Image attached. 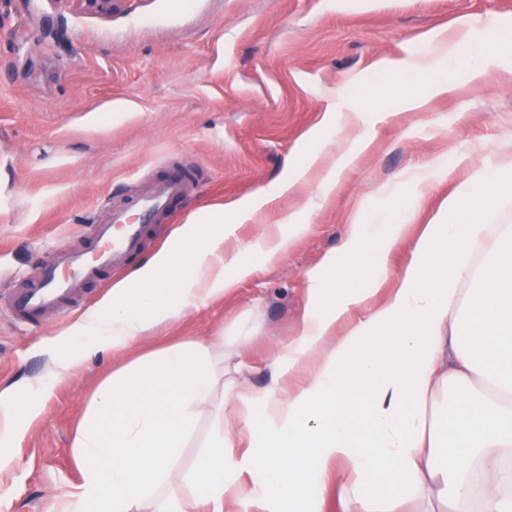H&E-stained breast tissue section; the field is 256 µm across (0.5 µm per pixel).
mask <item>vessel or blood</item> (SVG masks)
I'll return each instance as SVG.
<instances>
[{"label": "vessel or blood", "instance_id": "1", "mask_svg": "<svg viewBox=\"0 0 512 512\" xmlns=\"http://www.w3.org/2000/svg\"><path fill=\"white\" fill-rule=\"evenodd\" d=\"M189 187V176L178 171L146 185L128 207L113 210L106 222L98 224L90 247L48 255L37 275L14 289L12 313L22 323L35 325L48 312H66L71 301L102 272L121 268L140 252L154 216L166 211Z\"/></svg>", "mask_w": 512, "mask_h": 512}]
</instances>
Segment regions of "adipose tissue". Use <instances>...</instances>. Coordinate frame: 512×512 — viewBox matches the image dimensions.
<instances>
[{"instance_id":"obj_1","label":"adipose tissue","mask_w":512,"mask_h":512,"mask_svg":"<svg viewBox=\"0 0 512 512\" xmlns=\"http://www.w3.org/2000/svg\"><path fill=\"white\" fill-rule=\"evenodd\" d=\"M512 53L497 26H471L423 58L382 60L386 83L365 88L350 123L387 116L390 79L412 74L426 93L402 89L404 109L446 94L449 73L466 63L482 78ZM335 115L310 136L274 192L245 207L192 213L171 246L115 284L99 307L63 335L42 339L45 378L22 392H0V444L9 445L36 415L33 397L100 352H125L150 327L219 299L248 278L255 262L287 253L301 216L264 232L257 243L232 244L236 225L251 221L273 195H283L317 166ZM512 203V161L474 172L442 204L417 239L410 263L389 298L368 301L387 277V258L406 231L397 222L353 221L338 250L307 275L300 326L271 361L272 378L239 392L218 367L224 339L189 338L147 353L113 373L92 397L73 443L79 482L63 490L64 512H320L315 487L336 483L339 512H512V226L488 238L490 204ZM306 370L291 389L287 375ZM364 407L376 443L352 418ZM212 408L209 440L189 475L192 498L169 488L192 438L195 410ZM261 410V428L252 413ZM462 417L449 425L448 412ZM239 433L226 432L229 421ZM386 486L376 489L377 478Z\"/></svg>"}]
</instances>
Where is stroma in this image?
Returning a JSON list of instances; mask_svg holds the SVG:
<instances>
[{
	"instance_id": "stroma-1",
	"label": "stroma",
	"mask_w": 512,
	"mask_h": 512,
	"mask_svg": "<svg viewBox=\"0 0 512 512\" xmlns=\"http://www.w3.org/2000/svg\"><path fill=\"white\" fill-rule=\"evenodd\" d=\"M484 19L512 34V0H124L109 17L61 0H0V301L50 251L91 242L137 181L180 168L193 176L156 218L145 250L88 286L66 314L31 329L0 304V381L46 373L42 338L96 309L192 212L273 190L326 113L350 111L355 75L381 81L380 60L426 54L433 39ZM453 82L424 110L397 107L377 119L327 199L313 172L238 225L237 241L253 242L306 211L287 255L255 265L224 298L149 329L126 353L94 355L58 381L37 418L0 447V512H60V491L80 479L72 441L93 394L150 351L233 332L245 343L225 366L241 368L243 389L263 387L274 348L297 333L307 273L340 246L356 215L407 225L373 298L383 302L469 168L512 159V62L478 81L456 72ZM448 165L452 174L413 194V175Z\"/></svg>"
}]
</instances>
